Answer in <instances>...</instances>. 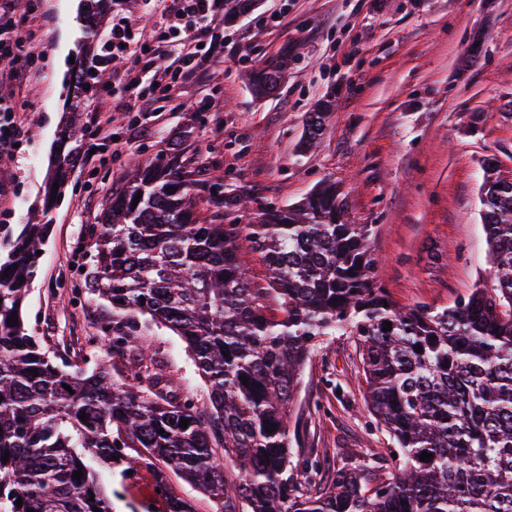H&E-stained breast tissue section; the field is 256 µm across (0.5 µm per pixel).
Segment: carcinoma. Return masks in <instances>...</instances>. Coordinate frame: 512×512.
Returning a JSON list of instances; mask_svg holds the SVG:
<instances>
[{"instance_id": "obj_1", "label": "carcinoma", "mask_w": 512, "mask_h": 512, "mask_svg": "<svg viewBox=\"0 0 512 512\" xmlns=\"http://www.w3.org/2000/svg\"><path fill=\"white\" fill-rule=\"evenodd\" d=\"M105 2L86 0L96 28ZM253 3L224 0V16L243 17ZM287 68L286 55L266 62L257 93L276 95ZM95 76L92 61L67 81L81 89ZM333 110L327 100L308 113L301 149L319 144ZM483 167L493 291L405 311L377 284L372 228L345 219L336 184L242 226L201 217L176 157L135 166L104 202L85 272L90 293L112 309L105 345L133 364L121 383L106 361L62 369L29 334L22 303L50 225L1 224L0 458L9 459L0 461V512H112L94 458L123 476L135 464L156 469L168 487L174 474L212 512H512V182L499 178L495 158ZM251 253L265 262V286L246 277ZM151 323L186 344L209 403L182 394L143 350ZM339 331L357 339L367 411L392 444L381 476L375 460L332 471L326 456L295 451L302 368ZM424 451L431 460L420 461ZM165 512L198 509L173 493Z\"/></svg>"}]
</instances>
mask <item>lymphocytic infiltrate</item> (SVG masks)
Segmentation results:
<instances>
[{"instance_id":"1","label":"lymphocytic infiltrate","mask_w":512,"mask_h":512,"mask_svg":"<svg viewBox=\"0 0 512 512\" xmlns=\"http://www.w3.org/2000/svg\"><path fill=\"white\" fill-rule=\"evenodd\" d=\"M12 0H0V158L11 157L28 140L10 92L11 86L25 84L33 75L39 57L33 48L32 31L21 29L11 12ZM217 0H168L164 17L174 37L160 35L149 42L135 40L132 31L139 18L119 13L112 18L109 59L132 57L134 65L125 72L122 83L142 102L152 94L173 99L180 84L199 76L213 56L206 28L215 16ZM170 61L168 77L158 78L161 62Z\"/></svg>"}]
</instances>
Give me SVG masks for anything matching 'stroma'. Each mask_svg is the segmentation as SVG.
<instances>
[{
    "instance_id": "1",
    "label": "stroma",
    "mask_w": 512,
    "mask_h": 512,
    "mask_svg": "<svg viewBox=\"0 0 512 512\" xmlns=\"http://www.w3.org/2000/svg\"><path fill=\"white\" fill-rule=\"evenodd\" d=\"M81 6H13L43 54L36 77L16 94L30 138L0 160V225L52 227L22 307L31 335L48 347L62 348L111 318L106 302L89 294L79 308L67 291L84 285L107 194L124 184L135 160L163 152L178 154L200 181L221 169L225 195L246 197L248 208L207 198L199 207L228 224L257 223L265 211L336 183L347 220L371 225L375 277L400 308L439 310L493 288L480 188L488 157L512 181V0H257L235 25L216 15L208 67L179 87L176 100L159 102L157 113L143 111L116 82L111 98L82 94V144L99 125L112 137L104 152L78 158L48 210L45 187L72 111L70 60L101 52L111 31L87 34ZM273 13L279 26L267 22ZM284 50L292 59L279 94L257 95L254 70ZM327 98L336 110L320 145L299 152L308 112ZM145 342L184 392L206 399L178 336L156 327ZM363 388L355 337H326L304 367L295 411L306 423V447L325 453L332 468L381 456L390 445L369 422Z\"/></svg>"
}]
</instances>
